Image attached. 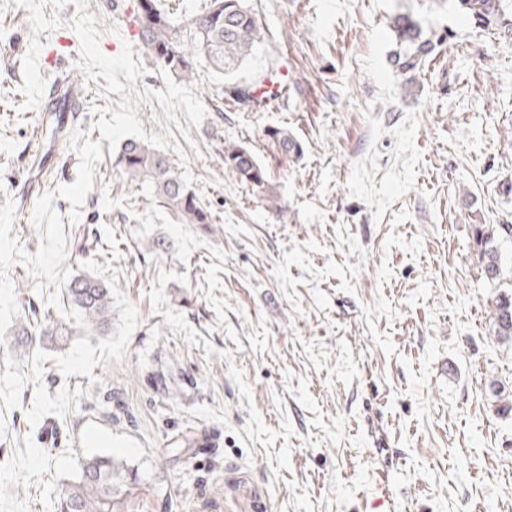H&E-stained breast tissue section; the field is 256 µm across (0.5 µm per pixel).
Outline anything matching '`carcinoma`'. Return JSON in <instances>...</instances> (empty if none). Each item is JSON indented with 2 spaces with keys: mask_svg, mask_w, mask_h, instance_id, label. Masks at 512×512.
I'll return each mask as SVG.
<instances>
[{
  "mask_svg": "<svg viewBox=\"0 0 512 512\" xmlns=\"http://www.w3.org/2000/svg\"><path fill=\"white\" fill-rule=\"evenodd\" d=\"M458 11L480 21L486 28L503 34L512 33V0H454ZM136 23L140 45L161 67L184 83L195 81L197 64L204 61L224 77L225 93L239 104L256 102L258 82L241 84L235 73L253 55L263 38V26L249 0H210L205 10L188 20H178L159 9L155 0H139ZM390 30L396 49L393 65L406 74L422 66L442 44V40L423 35L420 21L412 12L393 16ZM281 150L295 156L301 144L279 129L268 130ZM224 167L261 194L272 192L267 173L255 154L246 146L224 149ZM118 163L124 173L151 184L160 203L176 213L185 224H210L212 213L196 197L184 178L162 154L137 140L126 142ZM479 247L480 273L489 282L500 279L501 256L495 238H511L512 224L494 228L474 225ZM70 303L82 315L78 333H92L110 323L111 292L108 284L88 275L73 277L66 288ZM495 334L512 341V292H504L494 302ZM120 464L110 457H93L80 469L76 480L67 486L56 501L55 512H117V499L125 492Z\"/></svg>",
  "mask_w": 512,
  "mask_h": 512,
  "instance_id": "carcinoma-1",
  "label": "carcinoma"
}]
</instances>
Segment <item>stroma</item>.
Wrapping results in <instances>:
<instances>
[{"label":"stroma","instance_id":"obj_1","mask_svg":"<svg viewBox=\"0 0 512 512\" xmlns=\"http://www.w3.org/2000/svg\"><path fill=\"white\" fill-rule=\"evenodd\" d=\"M265 37L237 75L286 66L288 90L266 109L229 98L198 64L207 115L166 152L209 207L185 224L130 180L93 124L117 106L105 79L78 68L70 34L58 58L79 97L64 116L42 104L54 75L45 47L72 0H0V206L36 253L42 194L73 183L71 132L100 142L93 189L71 223L55 197L66 267L111 287L104 331L63 339L29 328L0 344V512H54L82 462L122 464L120 512H512V416L488 389L512 391V344L494 334L503 273H480L474 227L512 224V38L452 0H250ZM139 0H87L109 57L123 42L147 69L137 90L165 89L131 31ZM446 42L417 72L395 71L389 19L399 6ZM48 130L58 175L29 198L19 182L31 134ZM287 130L303 148L283 153ZM248 146L275 202L224 167ZM168 243L153 249L154 239ZM17 315L75 327L63 285L38 293L13 266Z\"/></svg>","mask_w":512,"mask_h":512}]
</instances>
